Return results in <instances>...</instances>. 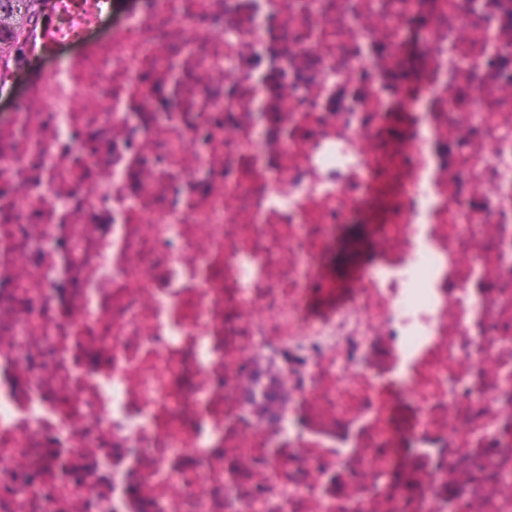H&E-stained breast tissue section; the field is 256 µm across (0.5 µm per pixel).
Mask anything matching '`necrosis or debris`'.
<instances>
[{
	"label": "necrosis or debris",
	"mask_w": 512,
	"mask_h": 512,
	"mask_svg": "<svg viewBox=\"0 0 512 512\" xmlns=\"http://www.w3.org/2000/svg\"><path fill=\"white\" fill-rule=\"evenodd\" d=\"M54 6L0 113V512H512V0Z\"/></svg>",
	"instance_id": "4bbe7bcc"
}]
</instances>
